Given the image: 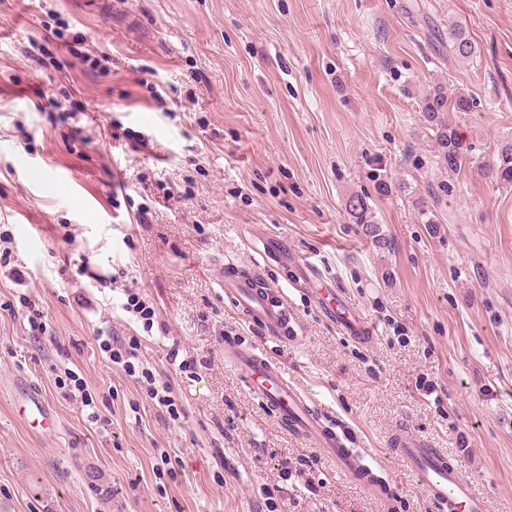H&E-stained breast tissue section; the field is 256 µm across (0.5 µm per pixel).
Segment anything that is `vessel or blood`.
<instances>
[{
    "instance_id": "b4317fda",
    "label": "vessel or blood",
    "mask_w": 512,
    "mask_h": 512,
    "mask_svg": "<svg viewBox=\"0 0 512 512\" xmlns=\"http://www.w3.org/2000/svg\"><path fill=\"white\" fill-rule=\"evenodd\" d=\"M302 282L306 294L344 335L359 341L369 336V326L351 309L343 294L324 287L323 274L317 267L305 266ZM224 295L265 335L282 338L287 334L286 311L268 289L253 279L236 271L227 272ZM224 356L239 380L291 434L312 440L350 478L368 488H380L375 470L363 462L357 449L347 447L345 438L317 412L309 396L288 379L278 363L256 348L239 344L231 336L224 339ZM17 402L31 428L48 431L55 427L53 411L35 388H23ZM391 446L438 512H486L483 500L476 496L458 469L421 436L400 428L394 433Z\"/></svg>"
}]
</instances>
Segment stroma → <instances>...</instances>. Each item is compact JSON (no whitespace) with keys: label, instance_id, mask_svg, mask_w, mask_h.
I'll list each match as a JSON object with an SVG mask.
<instances>
[{"label":"stroma","instance_id":"1","mask_svg":"<svg viewBox=\"0 0 512 512\" xmlns=\"http://www.w3.org/2000/svg\"><path fill=\"white\" fill-rule=\"evenodd\" d=\"M462 23L475 54L448 51ZM460 169L437 163L429 88ZM512 0H0V512H383L377 495L261 405L224 339L280 363L376 466L400 512H434L388 446L417 431L486 512H512ZM364 193L368 236L344 207ZM270 241L334 281L372 328L340 333ZM271 288L272 339L224 296L228 265ZM155 311L124 312L125 290ZM39 309L47 331L34 335ZM141 343L182 410L170 421L109 364L97 330ZM207 359L194 377L171 349ZM83 378L110 425L57 379ZM57 419L30 433L14 392ZM181 461L156 477L161 451ZM317 458L311 487L290 467ZM473 106L474 100L470 95L460 91L448 94L447 88L440 85L423 97L422 110L429 122L436 125L438 163L450 172L461 166L462 143L456 129L444 119L443 112H468ZM484 175L500 184L512 183V143H506L500 148L496 163L487 165Z\"/></svg>","mask_w":512,"mask_h":512}]
</instances>
